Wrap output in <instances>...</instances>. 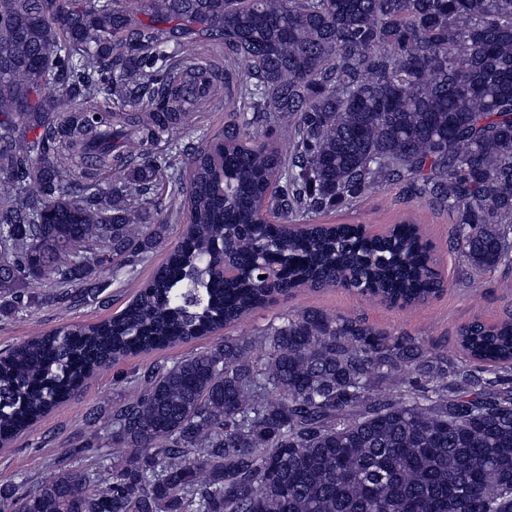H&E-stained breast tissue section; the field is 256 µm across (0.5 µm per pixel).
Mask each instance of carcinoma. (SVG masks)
I'll return each mask as SVG.
<instances>
[{
    "mask_svg": "<svg viewBox=\"0 0 512 512\" xmlns=\"http://www.w3.org/2000/svg\"><path fill=\"white\" fill-rule=\"evenodd\" d=\"M205 47L223 72L197 67ZM188 72L237 112L186 154L157 142L188 115ZM134 137L153 147L140 162ZM391 185L455 216L472 267L512 266V0H0L3 307H30L31 286L100 293L102 269L182 226L119 314L0 353V446L112 360L294 288L438 296L415 225L308 223ZM456 341L461 357L316 308L226 336L97 412L112 458L0 488V512H512V317Z\"/></svg>",
    "mask_w": 512,
    "mask_h": 512,
    "instance_id": "1",
    "label": "carcinoma"
}]
</instances>
